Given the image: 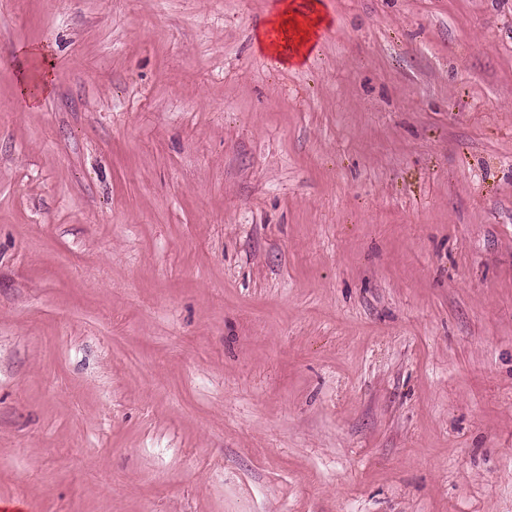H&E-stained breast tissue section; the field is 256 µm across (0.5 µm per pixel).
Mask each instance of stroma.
I'll list each match as a JSON object with an SVG mask.
<instances>
[{
  "label": "stroma",
  "instance_id": "1",
  "mask_svg": "<svg viewBox=\"0 0 512 512\" xmlns=\"http://www.w3.org/2000/svg\"><path fill=\"white\" fill-rule=\"evenodd\" d=\"M279 2L0 0V512H512V0ZM325 25L327 20L319 0H286L280 5L277 17L261 28L256 45L268 56L277 54L280 58L278 66L299 64L305 60L310 46ZM271 29L284 34L282 50L289 49L288 53L271 40ZM17 55V96L27 109L36 110L54 87L52 52L45 46H26Z\"/></svg>",
  "mask_w": 512,
  "mask_h": 512
}]
</instances>
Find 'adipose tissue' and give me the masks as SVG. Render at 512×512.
<instances>
[{
  "label": "adipose tissue",
  "mask_w": 512,
  "mask_h": 512,
  "mask_svg": "<svg viewBox=\"0 0 512 512\" xmlns=\"http://www.w3.org/2000/svg\"><path fill=\"white\" fill-rule=\"evenodd\" d=\"M326 23L320 0H283L276 18L261 28L256 45L265 54L279 56L281 64H298ZM17 55V95L27 109H37L54 87L52 52L26 46Z\"/></svg>",
  "instance_id": "1"
}]
</instances>
